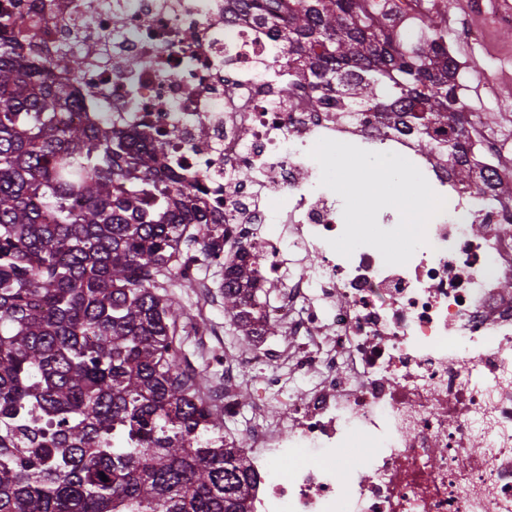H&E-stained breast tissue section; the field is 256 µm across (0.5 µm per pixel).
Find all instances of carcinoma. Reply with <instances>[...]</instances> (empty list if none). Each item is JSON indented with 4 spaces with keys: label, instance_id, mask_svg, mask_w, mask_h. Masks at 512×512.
Segmentation results:
<instances>
[{
    "label": "carcinoma",
    "instance_id": "1",
    "mask_svg": "<svg viewBox=\"0 0 512 512\" xmlns=\"http://www.w3.org/2000/svg\"><path fill=\"white\" fill-rule=\"evenodd\" d=\"M229 2L276 28L315 102L373 112L454 184L512 195V179L485 184L493 164L432 18L408 44L399 0ZM90 51L36 66L0 41V512H249L256 478L182 369L158 286L197 260L190 246L221 250L224 225L156 179L165 141L67 122L77 94L54 72L78 76ZM250 281L225 266L224 307L248 336Z\"/></svg>",
    "mask_w": 512,
    "mask_h": 512
}]
</instances>
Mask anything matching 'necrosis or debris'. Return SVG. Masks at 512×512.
<instances>
[{
  "label": "necrosis or debris",
  "mask_w": 512,
  "mask_h": 512,
  "mask_svg": "<svg viewBox=\"0 0 512 512\" xmlns=\"http://www.w3.org/2000/svg\"><path fill=\"white\" fill-rule=\"evenodd\" d=\"M0 37L36 53L94 46L68 121L166 139L162 176L199 192L254 269L253 325L285 339L225 359L207 392L225 416L254 419L230 440L258 474L251 512H512L511 197L458 190L462 215L430 220L407 264L370 246L346 258L329 244L343 208L319 188L314 144L385 140L419 169L432 163L372 113L339 120L303 81L281 86L268 69L284 54L274 29L224 0H0ZM280 363L309 385L272 419L276 375L246 399L240 370ZM356 437L373 447L355 467L319 465Z\"/></svg>",
  "instance_id": "4bbe7bcc"
}]
</instances>
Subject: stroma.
<instances>
[{
    "instance_id": "35a3bbf8",
    "label": "stroma",
    "mask_w": 512,
    "mask_h": 512,
    "mask_svg": "<svg viewBox=\"0 0 512 512\" xmlns=\"http://www.w3.org/2000/svg\"><path fill=\"white\" fill-rule=\"evenodd\" d=\"M429 16L436 19L450 54L457 60L460 95L468 111L481 113L488 129H506L512 136V124L504 122L502 109L512 105V26L497 27L491 14L508 8L512 0H483L487 20L477 21L472 15V0H423ZM501 74L495 87H487L484 73ZM223 268L200 260L199 271L192 281L176 278L163 286L173 294L182 309V322L201 320L214 329L206 343L191 336L180 341L183 364H191L201 387L222 378L224 369L218 358L244 351L251 346L238 324L224 310Z\"/></svg>"
}]
</instances>
